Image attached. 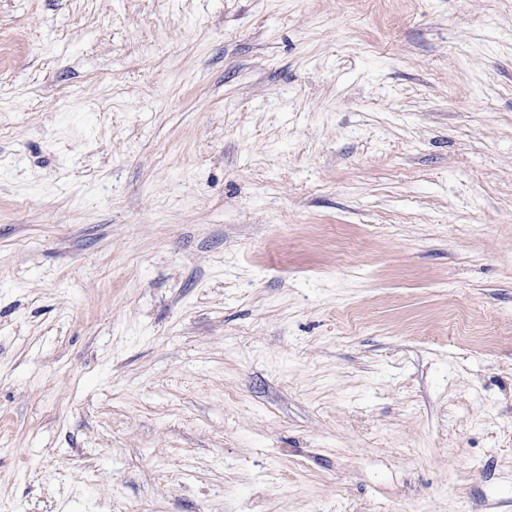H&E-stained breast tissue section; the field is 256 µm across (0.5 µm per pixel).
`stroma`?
I'll return each instance as SVG.
<instances>
[{
	"label": "stroma",
	"instance_id": "stroma-1",
	"mask_svg": "<svg viewBox=\"0 0 512 512\" xmlns=\"http://www.w3.org/2000/svg\"><path fill=\"white\" fill-rule=\"evenodd\" d=\"M0 512H512V0H0Z\"/></svg>",
	"mask_w": 512,
	"mask_h": 512
}]
</instances>
